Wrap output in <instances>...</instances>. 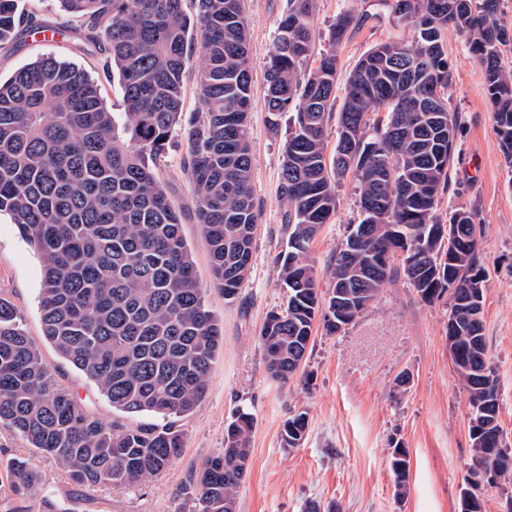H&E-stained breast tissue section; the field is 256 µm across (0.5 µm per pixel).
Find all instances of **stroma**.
I'll use <instances>...</instances> for the list:
<instances>
[{
  "label": "stroma",
  "instance_id": "35a3bbf8",
  "mask_svg": "<svg viewBox=\"0 0 512 512\" xmlns=\"http://www.w3.org/2000/svg\"><path fill=\"white\" fill-rule=\"evenodd\" d=\"M288 0H243L254 98L248 136L253 154V198L258 214L252 270L236 299L225 300L212 286L211 263L199 224L184 218L188 243L208 308L223 330V343L212 365L208 392L196 412L182 420L184 448L159 475L145 482L99 486L73 483L55 457L29 448L12 429L0 425V512L27 503L45 512L51 502L60 512H194L185 484L224 446V434L236 409L256 417L252 459L236 497L239 512H458L462 487L470 476L469 400L448 355L445 303L426 304L403 282L381 297L341 333H316L304 363V377L281 384L265 371L259 342L266 314L284 302L276 256L285 246L288 207L280 197L281 169L290 133L282 116L270 128L264 110L265 70ZM362 15L363 24L339 44L330 35L338 13ZM313 55L333 52L340 77L374 46L391 40L413 41L412 27L398 23L387 0H314ZM452 72L449 111L458 113L460 132L440 212L466 207L481 224L480 243L486 270L484 324L488 354L499 379V422L512 446V168L505 163L494 130L492 108L482 69L467 39L456 29L444 31ZM43 55L84 67L98 78L112 112H122L118 79L104 78L97 53L81 41H48L28 35L0 52V77ZM183 139H176L158 167L176 207L192 205V187L182 168ZM353 177L342 179L336 213L312 246L318 285L331 291L330 259L347 225L358 223ZM42 267L8 215H0V296L18 310L28 336L57 383L77 395L82 407L105 423L119 419L111 403L76 368L60 359L43 340L39 310ZM411 375L397 386L399 373ZM306 410L308 435L301 447L286 448L281 431L290 411ZM406 448L410 471L405 497L395 494L389 467L392 448ZM25 457L38 468L42 484L25 499L11 487L9 463Z\"/></svg>",
  "mask_w": 512,
  "mask_h": 512
}]
</instances>
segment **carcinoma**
<instances>
[{
	"instance_id": "carcinoma-1",
	"label": "carcinoma",
	"mask_w": 512,
	"mask_h": 512,
	"mask_svg": "<svg viewBox=\"0 0 512 512\" xmlns=\"http://www.w3.org/2000/svg\"><path fill=\"white\" fill-rule=\"evenodd\" d=\"M83 21L82 40L97 48L103 73L124 91L116 125L101 85L74 63L46 56L0 80V214L9 215L42 263L43 336L57 355L129 416L159 425L105 424L61 387L0 297V425L30 448L59 459L77 485L124 486L158 475L183 448L178 419L206 396L221 333L207 308L182 214L156 173L173 135L183 130V168L193 214L211 257L212 283L233 300L247 281L258 215L246 115L253 102L247 20L242 0H59ZM313 0H288L265 73V110L275 127L293 112L281 171L288 205L286 249L277 255L286 303L260 331L265 370L287 383L301 369L317 329H347L392 283L403 279L428 304L448 305L446 340L469 395L470 470L458 512H484L481 473L512 483V446L499 424L498 379L484 336L485 269L481 228L472 211L437 208L448 188L460 122L448 111L451 73L442 34L464 33L482 68L496 135L512 167V69L502 48L512 27L497 17L500 0H394L392 13L415 30L409 44L384 42L366 52L337 102V61L311 53ZM363 22L336 16L331 40ZM63 38L18 0H0V47L22 32ZM199 45L201 110L182 128L184 75ZM336 124V142L326 132ZM358 182L360 219L347 227L330 266L333 288L317 285L311 248L336 213L342 175ZM255 415L239 409L224 448L191 479L196 512H238L236 490L248 473ZM307 412L286 419V448L307 437ZM396 494L407 491L406 449L391 451ZM14 490H36L25 458L10 466Z\"/></svg>"
}]
</instances>
